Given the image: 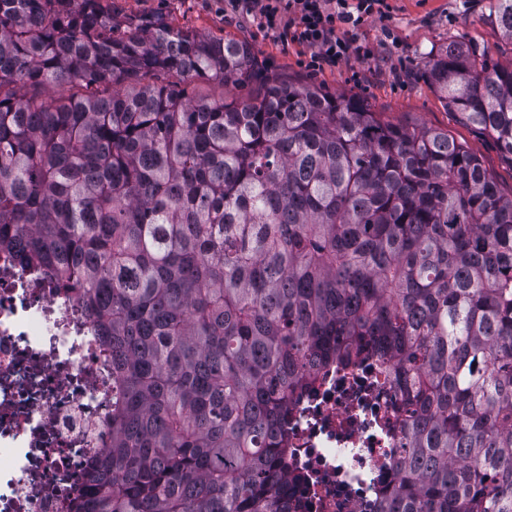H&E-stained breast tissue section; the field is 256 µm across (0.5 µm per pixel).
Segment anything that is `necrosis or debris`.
Listing matches in <instances>:
<instances>
[{"mask_svg": "<svg viewBox=\"0 0 512 512\" xmlns=\"http://www.w3.org/2000/svg\"><path fill=\"white\" fill-rule=\"evenodd\" d=\"M383 368L322 370L288 420L303 512H373L395 475ZM112 445V357L76 293L0 253V512H71Z\"/></svg>", "mask_w": 512, "mask_h": 512, "instance_id": "necrosis-or-debris-1", "label": "necrosis or debris"}]
</instances>
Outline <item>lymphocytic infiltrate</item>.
Segmentation results:
<instances>
[{
	"label": "lymphocytic infiltrate",
	"instance_id": "obj_1",
	"mask_svg": "<svg viewBox=\"0 0 512 512\" xmlns=\"http://www.w3.org/2000/svg\"><path fill=\"white\" fill-rule=\"evenodd\" d=\"M388 9L386 0H224L225 12L253 18L275 39L312 49L318 67L371 56L358 32Z\"/></svg>",
	"mask_w": 512,
	"mask_h": 512
}]
</instances>
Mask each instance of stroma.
Masks as SVG:
<instances>
[{"mask_svg":"<svg viewBox=\"0 0 512 512\" xmlns=\"http://www.w3.org/2000/svg\"><path fill=\"white\" fill-rule=\"evenodd\" d=\"M115 22L163 21L199 35L246 41L267 72L313 85L330 95L367 100L383 121L437 129L464 143L480 158L501 192L512 195V164L495 140L450 112L425 77V61L455 36L512 63V43L488 16L495 0H388L387 16L372 17L359 31L371 46L368 58L350 57L333 67L310 65L311 49L282 45L252 19L228 15L224 0H102Z\"/></svg>","mask_w":512,"mask_h":512,"instance_id":"35a3bbf8","label":"stroma"}]
</instances>
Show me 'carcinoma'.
<instances>
[{
	"label": "carcinoma",
	"mask_w": 512,
	"mask_h": 512,
	"mask_svg": "<svg viewBox=\"0 0 512 512\" xmlns=\"http://www.w3.org/2000/svg\"><path fill=\"white\" fill-rule=\"evenodd\" d=\"M494 17L512 42V0ZM425 73L512 164V63L459 36ZM73 83L113 90L26 93ZM0 252L76 292L112 353V447L75 512H290L288 412L365 360L401 399L376 512H512V197L448 134L233 38L0 0ZM189 81L187 82V84ZM194 90L195 93H198L202 96L207 97L209 100H222L225 96L231 97L233 95L239 97H246L250 94L251 88H233L231 85L223 86L219 79L214 78H201L195 79L188 84V91L191 92Z\"/></svg>",
	"instance_id": "cac0c4a2"
}]
</instances>
